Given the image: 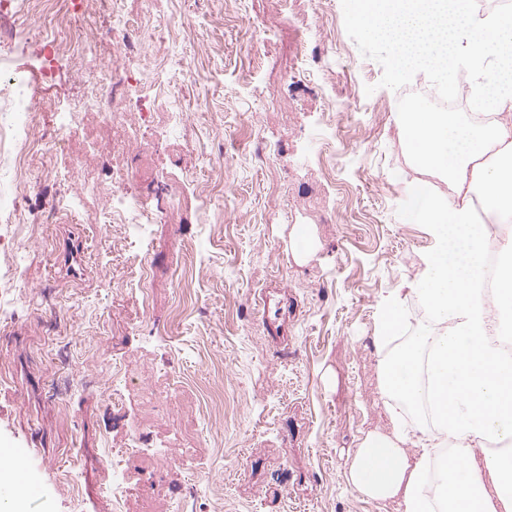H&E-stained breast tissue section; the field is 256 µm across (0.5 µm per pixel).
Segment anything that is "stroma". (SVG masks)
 <instances>
[{
    "label": "stroma",
    "instance_id": "obj_1",
    "mask_svg": "<svg viewBox=\"0 0 512 512\" xmlns=\"http://www.w3.org/2000/svg\"><path fill=\"white\" fill-rule=\"evenodd\" d=\"M116 11L167 24L169 39L146 41L139 58L163 82L136 84L122 57L107 58L111 109L126 122L106 130L90 114L69 135L55 106L76 105L91 78L59 57L54 105H37L33 130L53 175L17 200V223L39 232L25 244V292L0 323V448L31 450L42 493L26 512H112L106 451L141 424L169 470L132 467L125 512H172L187 480L198 487L187 512H395L345 471L366 433L389 429L376 306L418 278L432 246L402 213L419 170L401 94L442 85L439 71L395 77L348 0H119L37 21L21 11L18 70L38 68V28L95 30ZM151 98L160 113L142 115ZM116 163L134 188L162 181L181 200L133 247L106 222ZM62 196L75 217H57ZM300 224L318 241L303 257L292 253ZM115 363L128 374L122 420L89 383ZM167 370L180 386L148 411L141 390ZM59 376L76 384L62 402L48 394Z\"/></svg>",
    "mask_w": 512,
    "mask_h": 512
}]
</instances>
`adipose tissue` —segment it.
I'll return each mask as SVG.
<instances>
[{
  "mask_svg": "<svg viewBox=\"0 0 512 512\" xmlns=\"http://www.w3.org/2000/svg\"><path fill=\"white\" fill-rule=\"evenodd\" d=\"M367 32L387 36L395 76L417 59L426 68L467 61L492 122L409 105L406 143L421 167L448 178L455 198L411 185L407 223L424 225L433 246L419 280L378 307L373 344L390 433L371 432L352 451L349 486L396 504L397 512H512V356L494 342L512 329V239L477 223L470 193L512 214V18H474L467 0H350ZM497 145L494 163L481 160ZM501 258L493 308L481 300L489 250ZM439 331L408 335L406 294Z\"/></svg>",
  "mask_w": 512,
  "mask_h": 512,
  "instance_id": "ef3b65f1",
  "label": "adipose tissue"
}]
</instances>
